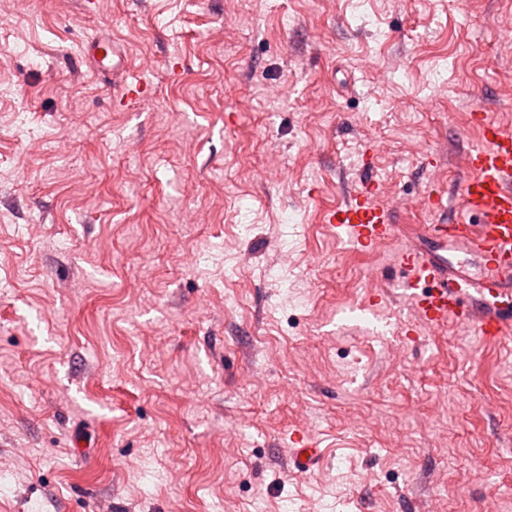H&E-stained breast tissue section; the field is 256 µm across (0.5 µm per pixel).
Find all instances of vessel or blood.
<instances>
[{
	"mask_svg": "<svg viewBox=\"0 0 512 512\" xmlns=\"http://www.w3.org/2000/svg\"><path fill=\"white\" fill-rule=\"evenodd\" d=\"M80 55L125 99L141 94L143 85L130 81L129 58L111 33L87 38ZM470 121L481 144L466 154L455 213L447 211L445 191L433 187L422 194L421 208L437 215V222L415 225L406 236L368 189L350 194L327 216L359 251L401 239L390 269L402 276L398 286L414 312L406 329L416 338L451 322L488 342L512 334V128L479 109ZM293 443L297 471H308L319 448L300 433Z\"/></svg>",
	"mask_w": 512,
	"mask_h": 512,
	"instance_id": "1",
	"label": "vessel or blood"
}]
</instances>
